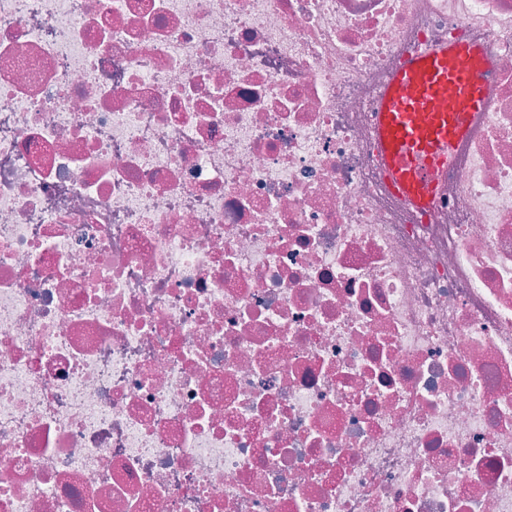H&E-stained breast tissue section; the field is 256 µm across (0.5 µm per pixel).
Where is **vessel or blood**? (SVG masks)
Returning a JSON list of instances; mask_svg holds the SVG:
<instances>
[{"label":"vessel or blood","instance_id":"1","mask_svg":"<svg viewBox=\"0 0 512 512\" xmlns=\"http://www.w3.org/2000/svg\"><path fill=\"white\" fill-rule=\"evenodd\" d=\"M491 51L463 43L409 58L393 75L377 113L386 176L419 207L433 198L434 174L447 163L475 113L489 106L483 79Z\"/></svg>","mask_w":512,"mask_h":512}]
</instances>
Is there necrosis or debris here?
<instances>
[{"instance_id":"4bbe7bcc","label":"necrosis or debris","mask_w":512,"mask_h":512,"mask_svg":"<svg viewBox=\"0 0 512 512\" xmlns=\"http://www.w3.org/2000/svg\"><path fill=\"white\" fill-rule=\"evenodd\" d=\"M0 512H512V0H0ZM491 51L452 43L409 58L393 75L377 112L376 139L394 190L430 204L434 174L447 163L475 112H486L483 80Z\"/></svg>"}]
</instances>
